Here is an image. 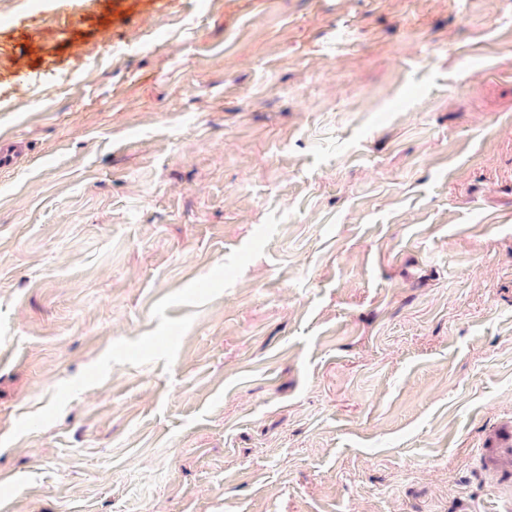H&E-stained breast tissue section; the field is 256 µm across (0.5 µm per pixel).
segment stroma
Returning a JSON list of instances; mask_svg holds the SVG:
<instances>
[{"label":"stroma","mask_w":512,"mask_h":512,"mask_svg":"<svg viewBox=\"0 0 512 512\" xmlns=\"http://www.w3.org/2000/svg\"><path fill=\"white\" fill-rule=\"evenodd\" d=\"M11 134L0 512H512V0H0Z\"/></svg>","instance_id":"obj_1"}]
</instances>
